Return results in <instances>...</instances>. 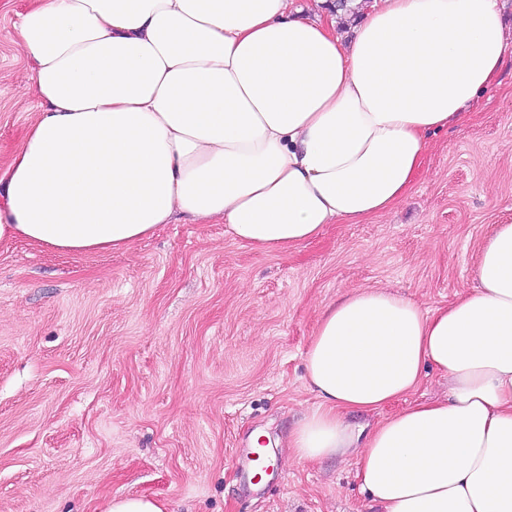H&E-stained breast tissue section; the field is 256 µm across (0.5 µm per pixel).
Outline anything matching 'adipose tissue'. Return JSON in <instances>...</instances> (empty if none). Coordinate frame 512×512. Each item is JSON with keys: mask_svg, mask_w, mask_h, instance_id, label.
Listing matches in <instances>:
<instances>
[{"mask_svg": "<svg viewBox=\"0 0 512 512\" xmlns=\"http://www.w3.org/2000/svg\"><path fill=\"white\" fill-rule=\"evenodd\" d=\"M352 6L30 0L13 40L40 110L0 169V242L121 251L182 216L288 252L392 208L429 137L493 85L512 30L498 0ZM475 276L444 309L378 288L327 306L306 354L319 403L289 461L352 458L381 512H512V224L486 238ZM428 365L447 400L367 432L348 423Z\"/></svg>", "mask_w": 512, "mask_h": 512, "instance_id": "adipose-tissue-1", "label": "adipose tissue"}]
</instances>
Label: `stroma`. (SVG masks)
Listing matches in <instances>:
<instances>
[{
  "instance_id": "stroma-1",
  "label": "stroma",
  "mask_w": 512,
  "mask_h": 512,
  "mask_svg": "<svg viewBox=\"0 0 512 512\" xmlns=\"http://www.w3.org/2000/svg\"><path fill=\"white\" fill-rule=\"evenodd\" d=\"M27 0L0 9V166L38 100L13 42ZM512 224V55L467 117L432 135L410 195L363 224H329L289 253L180 219L122 252L0 242V512H104L145 495L166 512H379L353 461H287L318 400L306 351L329 302L375 287L423 309L474 285L480 248ZM425 370L409 397L445 398ZM265 432L280 462L243 470Z\"/></svg>"
}]
</instances>
